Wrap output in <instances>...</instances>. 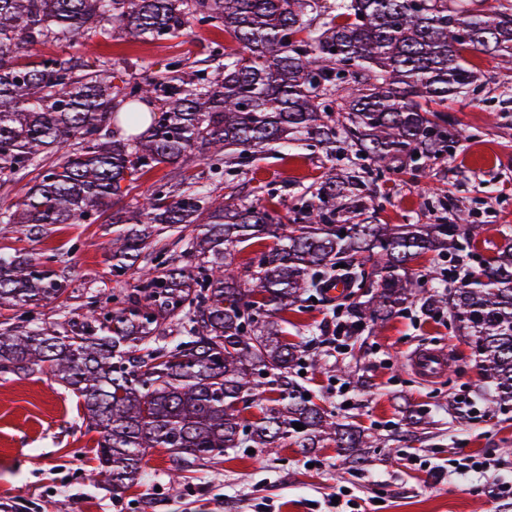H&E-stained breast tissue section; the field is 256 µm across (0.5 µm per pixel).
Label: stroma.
Instances as JSON below:
<instances>
[{"label": "stroma", "mask_w": 512, "mask_h": 512, "mask_svg": "<svg viewBox=\"0 0 512 512\" xmlns=\"http://www.w3.org/2000/svg\"><path fill=\"white\" fill-rule=\"evenodd\" d=\"M223 30L188 28L179 37L148 41L115 31L96 47L99 55L128 67L141 78L155 64L180 59L207 66L212 43H226ZM481 81L448 113L460 132L454 150L419 171L375 184L383 224H435L449 206L465 211L479 225L476 240L453 256L425 255L410 262L420 276L476 270L481 259L512 241V69L489 55L470 51ZM354 155L327 157L305 146L279 149L253 160L246 172L218 174L217 193L276 209L291 207L328 168H344ZM108 224H58L50 236L25 238L0 224V250L28 249L58 254L55 268L67 291L37 308L47 326L81 315L88 302L128 287L129 278L111 272ZM333 305L308 304L288 315L289 342L311 347L317 367L302 363L301 383L338 419L360 425L380 439L361 461L338 448L304 455L293 447L274 454L237 448L220 460L187 471L179 491L169 484L174 465L169 452L154 448L144 459L141 482L112 492L93 481L98 435L82 418L73 393L50 375L0 377V503L9 512H331L329 496L349 490L346 512H512L490 490L499 474L512 472V406L500 407L487 387L470 348L458 336L449 310L425 312L407 307L385 325L362 328L344 353L323 343L333 320ZM449 349L453 364L444 378L421 380L404 362L421 346ZM466 393L479 404L472 418L456 409L453 398ZM447 458L451 452H480L499 458L498 471L465 480L446 470L414 465L410 452Z\"/></svg>", "instance_id": "35a3bbf8"}]
</instances>
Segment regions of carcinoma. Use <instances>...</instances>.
Instances as JSON below:
<instances>
[{
    "mask_svg": "<svg viewBox=\"0 0 512 512\" xmlns=\"http://www.w3.org/2000/svg\"><path fill=\"white\" fill-rule=\"evenodd\" d=\"M484 2L0 0V183L43 169L0 209V224L33 237L101 220L112 225V276H134L51 330L32 313L65 292L50 267L57 255L0 252V311L26 315L0 325V375L46 373L72 390L99 434L96 482L133 485L151 448L185 471L233 448L308 454L332 444L360 456L374 447L298 382L300 350L283 337V314L338 281L344 299L363 297L347 308L355 326L384 324L417 299L432 313L449 309L497 403L512 405V244L450 288L408 264L459 250L479 225L462 212L451 224L368 216L369 181L416 171L456 143L448 104L480 79L464 51L512 63V0ZM192 24L224 29L236 47L214 44L207 70L171 60L142 80L92 51L30 54L91 48L116 26L153 41ZM119 126L139 134L119 139ZM288 143L356 158L311 185L289 224L182 170L205 153L209 173L238 172ZM159 166L170 167L167 181L112 210ZM185 224L199 231L179 238L181 250L159 246ZM242 244L259 249L237 266Z\"/></svg>",
    "mask_w": 512,
    "mask_h": 512,
    "instance_id": "carcinoma-1",
    "label": "carcinoma"
}]
</instances>
